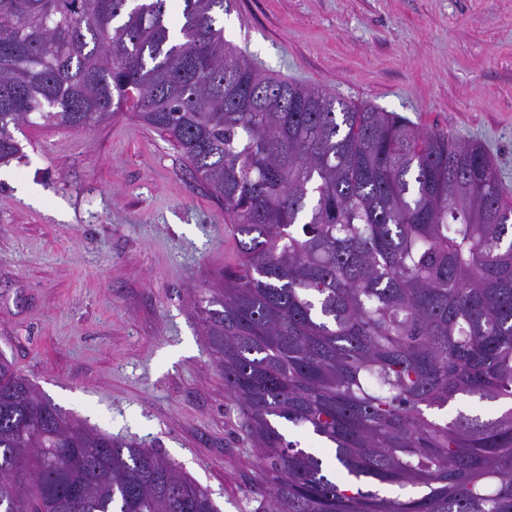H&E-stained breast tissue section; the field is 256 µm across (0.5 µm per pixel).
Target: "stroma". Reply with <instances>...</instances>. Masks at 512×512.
Wrapping results in <instances>:
<instances>
[{
  "mask_svg": "<svg viewBox=\"0 0 512 512\" xmlns=\"http://www.w3.org/2000/svg\"><path fill=\"white\" fill-rule=\"evenodd\" d=\"M224 36L261 72L480 141L512 199V0H236ZM17 139L0 353L68 417L160 452L221 512H256L259 461L195 311L236 259L222 203L126 109Z\"/></svg>",
  "mask_w": 512,
  "mask_h": 512,
  "instance_id": "1",
  "label": "stroma"
}]
</instances>
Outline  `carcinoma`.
Masks as SVG:
<instances>
[{
  "mask_svg": "<svg viewBox=\"0 0 512 512\" xmlns=\"http://www.w3.org/2000/svg\"><path fill=\"white\" fill-rule=\"evenodd\" d=\"M167 2L0 0V162L24 125L131 103L224 202L240 259L196 309L265 512H512V202L484 146L260 73L224 38L233 0ZM460 397L508 408L427 414ZM0 512L221 510L0 355ZM292 440H298L300 441L301 448H305L307 451L322 457L323 459H327L328 457V451L323 448L324 443L323 441L313 435L311 432L308 431H301L296 428H291L287 430V438Z\"/></svg>",
  "mask_w": 512,
  "mask_h": 512,
  "instance_id": "obj_1",
  "label": "carcinoma"
}]
</instances>
